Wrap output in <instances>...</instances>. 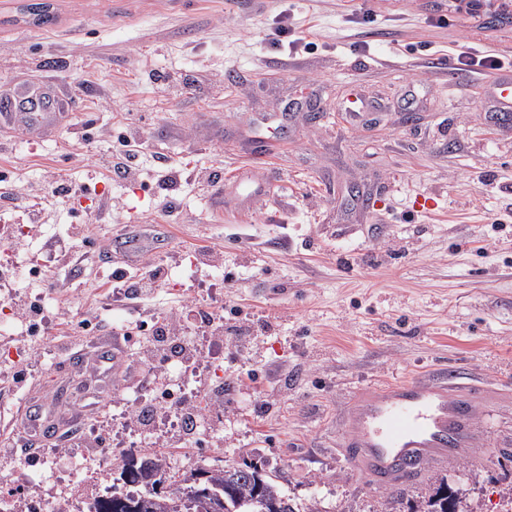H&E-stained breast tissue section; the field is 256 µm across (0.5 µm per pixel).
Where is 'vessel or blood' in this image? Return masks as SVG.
Masks as SVG:
<instances>
[{"instance_id":"vessel-or-blood-1","label":"vessel or blood","mask_w":512,"mask_h":512,"mask_svg":"<svg viewBox=\"0 0 512 512\" xmlns=\"http://www.w3.org/2000/svg\"><path fill=\"white\" fill-rule=\"evenodd\" d=\"M494 397L432 368L356 395L337 445L375 486L419 483L482 449L478 416Z\"/></svg>"}]
</instances>
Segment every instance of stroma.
I'll return each mask as SVG.
<instances>
[{
	"instance_id": "stroma-1",
	"label": "stroma",
	"mask_w": 512,
	"mask_h": 512,
	"mask_svg": "<svg viewBox=\"0 0 512 512\" xmlns=\"http://www.w3.org/2000/svg\"><path fill=\"white\" fill-rule=\"evenodd\" d=\"M41 11H34V4ZM281 0H0V88L44 84L67 116L37 137L0 122V171L26 210L0 201V225L40 218L27 251L84 225L110 245L123 226L160 228L149 255L220 253L228 341L214 366L198 343L224 408L209 415L213 446L169 438L172 469L220 468L263 458L297 503L322 512H404L421 487L390 497L336 446L352 393L434 367L498 389L480 426L479 458L449 464L472 512H500L512 489V120L482 75L457 68L466 43L512 59V4L484 0H299L295 27L314 50L288 55L270 43ZM162 72L168 89L150 75ZM319 103L309 118L307 102ZM142 117L144 183L113 180L97 161L125 113ZM217 171L223 199L181 183L184 212L158 206L159 164ZM94 179L93 198L57 201L54 181ZM211 269L171 267L140 304L104 310L110 284L96 266L79 280L97 294L59 287L46 295L56 320L39 340V376L28 408L0 383V438L31 412H82L89 428L112 412V450L130 448L120 419L147 387L123 360L84 401L82 368L65 350L85 318L89 345L148 335L183 303L214 308Z\"/></svg>"
}]
</instances>
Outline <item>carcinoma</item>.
I'll list each match as a JSON object with an SVG mask.
<instances>
[{
    "label": "carcinoma",
    "mask_w": 512,
    "mask_h": 512,
    "mask_svg": "<svg viewBox=\"0 0 512 512\" xmlns=\"http://www.w3.org/2000/svg\"><path fill=\"white\" fill-rule=\"evenodd\" d=\"M247 474L222 468L209 470V487L224 498V512H322L317 501L296 506L283 492L271 473L257 474V462L243 461ZM130 470L131 480L123 482L127 491L112 490V502L99 508L103 496L87 502V512H203L196 484L185 485L186 479L171 472L159 457L127 454L121 470ZM463 492L448 486L445 474L433 475L427 491L418 497L409 512H466L462 507Z\"/></svg>",
    "instance_id": "obj_1"
}]
</instances>
